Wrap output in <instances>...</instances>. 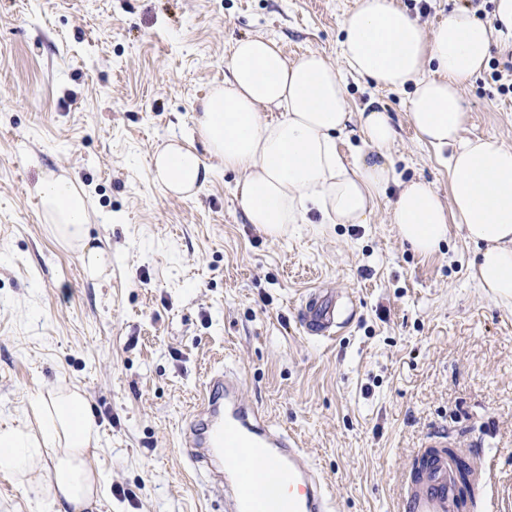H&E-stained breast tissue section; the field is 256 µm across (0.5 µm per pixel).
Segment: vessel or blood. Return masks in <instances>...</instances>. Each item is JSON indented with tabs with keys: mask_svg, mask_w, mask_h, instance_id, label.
Returning a JSON list of instances; mask_svg holds the SVG:
<instances>
[{
	"mask_svg": "<svg viewBox=\"0 0 512 512\" xmlns=\"http://www.w3.org/2000/svg\"><path fill=\"white\" fill-rule=\"evenodd\" d=\"M350 305L338 294H310L302 313L307 331L319 337L338 333L349 321ZM245 381L233 368L206 383L194 427L183 451L199 479L224 501L225 512H257L253 492L265 488L271 512H334L325 477L287 430L269 423L244 397ZM439 449L421 472L404 468L394 512H460L461 498L445 448L446 431L429 436Z\"/></svg>",
	"mask_w": 512,
	"mask_h": 512,
	"instance_id": "1",
	"label": "vessel or blood"
}]
</instances>
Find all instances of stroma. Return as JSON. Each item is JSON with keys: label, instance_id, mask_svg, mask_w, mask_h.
<instances>
[{"label": "stroma", "instance_id": "1", "mask_svg": "<svg viewBox=\"0 0 512 512\" xmlns=\"http://www.w3.org/2000/svg\"><path fill=\"white\" fill-rule=\"evenodd\" d=\"M426 26L459 5L399 0ZM357 0H0V426L36 394L78 387L99 428L91 465L107 479L95 512H224L178 438L210 370L246 378L247 400L284 425L331 482L337 512H392L402 469L432 431L480 449L488 482L469 512H512V307L469 277L473 248L450 231L413 252L389 222V186L365 224H292L278 239L246 222L236 174L195 196L152 176L194 116L236 40L275 39L288 58L339 53ZM512 47L494 45L464 92L466 130L512 144ZM351 108L376 101L397 130L403 179L450 191L407 96L350 81ZM72 180L91 203L99 278L44 222L31 189ZM350 296L334 337L307 335L310 291Z\"/></svg>", "mask_w": 512, "mask_h": 512}]
</instances>
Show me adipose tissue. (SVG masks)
Masks as SVG:
<instances>
[{"label": "adipose tissue", "mask_w": 512, "mask_h": 512, "mask_svg": "<svg viewBox=\"0 0 512 512\" xmlns=\"http://www.w3.org/2000/svg\"><path fill=\"white\" fill-rule=\"evenodd\" d=\"M339 60L310 51L288 59L277 42L238 40L224 83L194 118L204 148L174 139L150 161L168 193L201 190L216 167L235 173L234 195L248 223L276 239L288 225L317 213L324 224L368 223L390 184L389 209L402 242L436 252L450 229L475 246L470 278L493 300L512 303V145L465 136L462 93L486 68L494 41H512V0H494L481 20L466 6L437 26L420 24L397 0H358L341 22ZM408 91V118L419 140L438 151L450 194L440 198L422 179H401L391 156L396 130L383 107L351 112L347 78ZM357 130L359 150L340 151V137ZM47 223L82 252L89 278L110 253L89 242L88 202L72 181L47 176L35 186ZM34 423L0 432V473L21 484L49 471L41 488L52 504L88 512L103 483L88 460L97 427L83 393L56 387L32 403Z\"/></svg>", "instance_id": "ef3b65f1"}]
</instances>
